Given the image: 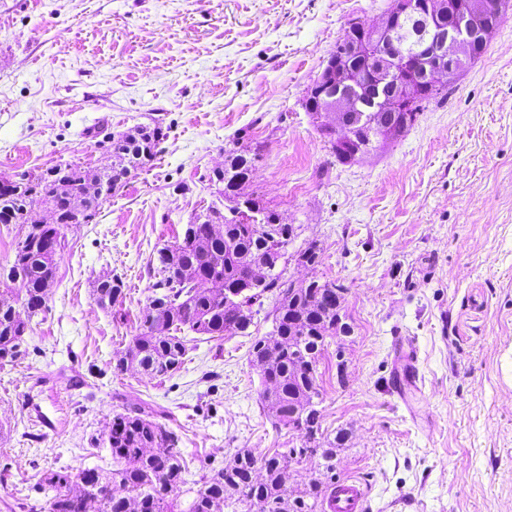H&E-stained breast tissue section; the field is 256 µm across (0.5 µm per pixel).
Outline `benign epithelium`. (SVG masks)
Instances as JSON below:
<instances>
[{
    "label": "benign epithelium",
    "instance_id": "1",
    "mask_svg": "<svg viewBox=\"0 0 512 512\" xmlns=\"http://www.w3.org/2000/svg\"><path fill=\"white\" fill-rule=\"evenodd\" d=\"M512 5L499 0L487 17L480 0H394L374 24H358V36L329 58L305 103L322 138L347 162L400 138L408 111L424 87L438 88L477 58V48ZM415 18L438 33L434 44L412 54L400 34Z\"/></svg>",
    "mask_w": 512,
    "mask_h": 512
}]
</instances>
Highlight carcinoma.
<instances>
[{
	"instance_id": "carcinoma-1",
	"label": "carcinoma",
	"mask_w": 512,
	"mask_h": 512,
	"mask_svg": "<svg viewBox=\"0 0 512 512\" xmlns=\"http://www.w3.org/2000/svg\"><path fill=\"white\" fill-rule=\"evenodd\" d=\"M141 140L130 141L120 134L109 138L108 149L119 161L110 176V191L119 190L129 173L144 170L156 157L161 135L159 125L142 126ZM257 151L247 145L229 150L224 170L210 176L218 184H235L239 195L258 211L266 223L248 224L225 218L216 205L207 217L224 219V231L212 235V225L194 217L173 243L159 249L148 263L160 276L152 285L140 318L142 331L133 338L125 354L117 359L115 371L122 373L133 363L145 373L165 378L181 368L199 337L222 339L244 335L253 324L252 307L261 298L274 297L273 329L255 342L250 362L261 368L264 386L261 403L268 407L277 427L301 431L312 440L320 428L318 409L322 397L318 381L319 360L326 340L336 335V285L311 281L300 292L277 269L281 260L290 261L288 246L295 228L279 238L269 236L267 227L280 214L246 192ZM76 167L67 163L28 174L17 184L0 177V214L21 225L13 263L7 276L22 283L23 310L0 294V360L13 359L24 343L34 317L46 311V288L54 282L58 263L66 248L61 228L82 224L99 211L102 199L85 195ZM37 197L54 206L59 224L29 223L27 205ZM269 259L272 270L255 285L250 280L252 266ZM97 291L114 304L123 295V282L111 277L98 283ZM189 329L195 336L180 335ZM107 445L117 468L106 478L97 468L72 475L52 472L44 479L52 492L47 512H83L81 497L72 492L78 485L83 494L94 497L100 512H214L223 503L230 512H323L324 483L312 478L301 488L288 485L286 471L314 452L310 448H288L272 453L239 450L232 463L211 470V474L185 488L187 466L178 437L143 408L126 409L112 418ZM126 488L130 495L112 494L110 485Z\"/></svg>"
}]
</instances>
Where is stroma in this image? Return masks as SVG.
<instances>
[{
	"mask_svg": "<svg viewBox=\"0 0 512 512\" xmlns=\"http://www.w3.org/2000/svg\"><path fill=\"white\" fill-rule=\"evenodd\" d=\"M392 0H0V176L110 165L97 133L158 120L150 168L66 230L48 309L0 364V512H45L47 473L111 472L113 416L144 407L179 437L189 481L237 449L300 448L260 401L249 351L272 324L202 340L166 378L115 372L141 331L148 260L215 201L208 177L257 144L249 191L295 225L289 263L345 290L348 335L318 366L321 444L363 477L367 512H512V16L394 143L336 160L305 100L349 22ZM121 278L100 307L94 282ZM420 347L421 395L394 390L392 338ZM344 374H337V361Z\"/></svg>",
	"mask_w": 512,
	"mask_h": 512,
	"instance_id": "35a3bbf8",
	"label": "stroma"
}]
</instances>
